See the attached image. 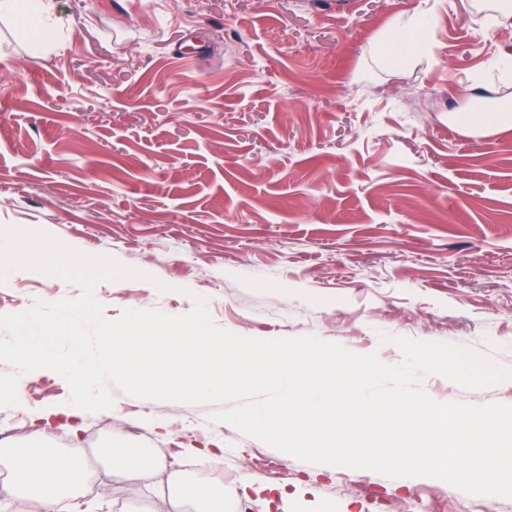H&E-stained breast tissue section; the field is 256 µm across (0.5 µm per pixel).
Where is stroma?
I'll use <instances>...</instances> for the list:
<instances>
[{
  "instance_id": "35a3bbf8",
  "label": "stroma",
  "mask_w": 512,
  "mask_h": 512,
  "mask_svg": "<svg viewBox=\"0 0 512 512\" xmlns=\"http://www.w3.org/2000/svg\"><path fill=\"white\" fill-rule=\"evenodd\" d=\"M58 30L0 21V226L41 229L144 272L93 291L106 319L190 313L258 338L306 335L403 360L402 336L458 344L512 368V129L469 123L512 105V13L476 0H53ZM430 22L419 53L388 63L401 13ZM166 291H159V284ZM29 269L0 284V315L76 299ZM18 374L0 432L27 445L44 417L87 469L58 512H146L183 481L224 490V512H263L249 477L283 486L272 512H512L431 477L310 464L212 422L229 401L137 398L67 414L51 370ZM440 403L512 405V380L465 389L430 374ZM140 448L151 484L97 453ZM221 449V462L204 451Z\"/></svg>"
}]
</instances>
